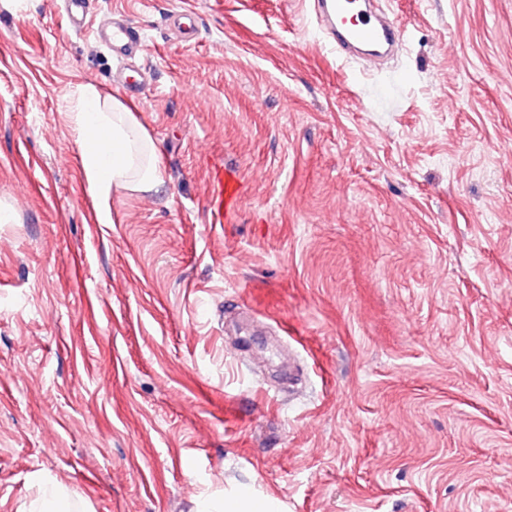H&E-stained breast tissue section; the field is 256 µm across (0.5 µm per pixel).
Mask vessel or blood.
<instances>
[{
    "mask_svg": "<svg viewBox=\"0 0 512 512\" xmlns=\"http://www.w3.org/2000/svg\"><path fill=\"white\" fill-rule=\"evenodd\" d=\"M69 24L84 28L91 0H62ZM318 19L337 47L382 43L392 45L402 38V27L390 20H380L369 8L368 0H322ZM95 44L109 45L122 56L143 54L139 32L129 24L107 17L98 20L94 30ZM240 176L235 169L215 163L211 173L207 208L209 221L220 224L224 215L233 211L240 199Z\"/></svg>",
    "mask_w": 512,
    "mask_h": 512,
    "instance_id": "b4317fda",
    "label": "vessel or blood"
}]
</instances>
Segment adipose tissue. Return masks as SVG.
Here are the masks:
<instances>
[{
	"label": "adipose tissue",
	"mask_w": 512,
	"mask_h": 512,
	"mask_svg": "<svg viewBox=\"0 0 512 512\" xmlns=\"http://www.w3.org/2000/svg\"><path fill=\"white\" fill-rule=\"evenodd\" d=\"M69 98L81 163L102 211L110 209L113 188L134 173H142L144 186L159 184L153 144L125 105L90 84L76 85Z\"/></svg>",
	"instance_id": "1"
}]
</instances>
